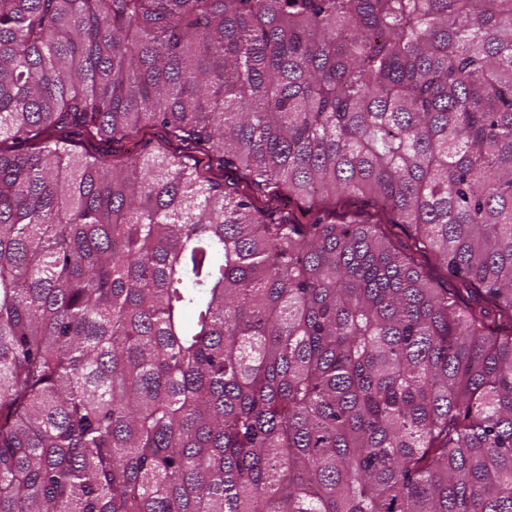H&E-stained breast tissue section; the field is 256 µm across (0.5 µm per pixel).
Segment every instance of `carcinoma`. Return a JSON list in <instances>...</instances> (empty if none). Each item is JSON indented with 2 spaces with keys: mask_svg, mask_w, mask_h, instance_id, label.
<instances>
[{
  "mask_svg": "<svg viewBox=\"0 0 512 512\" xmlns=\"http://www.w3.org/2000/svg\"><path fill=\"white\" fill-rule=\"evenodd\" d=\"M0 512H512V0H0ZM94 147L91 148L86 143L81 142L78 145V150H91L100 155H104L108 159L113 157H121L127 154L138 153L139 155L148 154H179L181 149L177 142H167L164 137V132L161 129H152L145 136H139L134 139H125L121 141H102L94 142Z\"/></svg>",
  "mask_w": 512,
  "mask_h": 512,
  "instance_id": "obj_1",
  "label": "carcinoma"
}]
</instances>
